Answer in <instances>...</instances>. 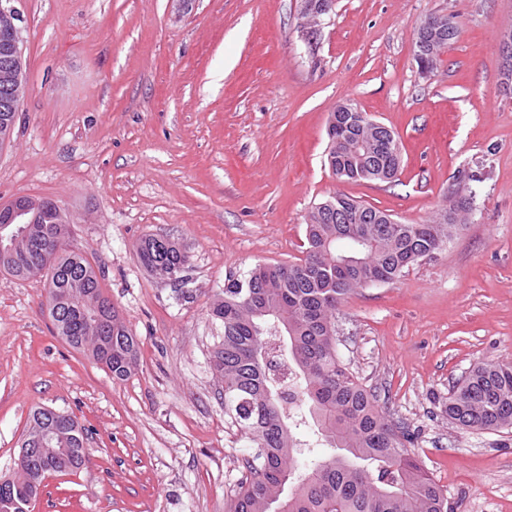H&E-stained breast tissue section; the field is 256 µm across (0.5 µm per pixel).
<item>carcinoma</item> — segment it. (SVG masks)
Returning a JSON list of instances; mask_svg holds the SVG:
<instances>
[{"instance_id": "obj_1", "label": "carcinoma", "mask_w": 512, "mask_h": 512, "mask_svg": "<svg viewBox=\"0 0 512 512\" xmlns=\"http://www.w3.org/2000/svg\"><path fill=\"white\" fill-rule=\"evenodd\" d=\"M452 31L434 40L428 61L438 66ZM17 111L0 87V129L14 125ZM327 162L338 180L357 182L358 169L375 165L369 181L391 180L394 157L377 137L369 160L354 150L339 125L327 133ZM58 204L39 200L30 237L15 253L0 255V272L17 279L47 277L49 299L59 309L57 334L76 350L88 351L120 380L136 363L135 337L116 310L112 325L97 335L82 300L102 293L98 276L81 251L44 242L57 228ZM382 210L337 193L315 206L306 224V256L295 264H257L224 280V296L210 308L224 334L212 357L224 383V410L236 419L258 452L247 462L250 478L224 501V512H448V499L410 449L414 434L389 420L377 395L360 383L336 351L333 314L345 297L368 283H393L410 266L440 250L460 225L389 224ZM144 268L158 263L182 273L190 256L170 238L148 236L137 249ZM288 335L285 346L268 350ZM448 419L466 429H512V362L473 368L449 391ZM45 409L32 415L33 434L18 457L16 480H0V504L38 495L42 471L58 475L78 469L85 455L84 429L68 430V451L47 462L36 432ZM317 424V441L329 452L306 464L297 460L301 436Z\"/></svg>"}]
</instances>
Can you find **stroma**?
I'll list each match as a JSON object with an SVG mask.
<instances>
[{"label": "stroma", "instance_id": "obj_1", "mask_svg": "<svg viewBox=\"0 0 512 512\" xmlns=\"http://www.w3.org/2000/svg\"><path fill=\"white\" fill-rule=\"evenodd\" d=\"M27 92L0 147V206L50 199L71 246L138 343L124 380L54 331L43 280L0 274V476L15 472L32 410L86 429L75 472L33 512H224L255 450L224 413L209 310L224 280L304 256L310 211L344 192L406 224L459 187L465 227L398 281L356 289L337 351L415 451L448 512H512V430L464 429L452 385L512 361V92L501 33L512 0H336L301 32L297 0H20ZM460 34L422 74L428 16ZM352 102L399 136L389 182H339L326 126ZM190 255L183 298L140 264L147 236Z\"/></svg>", "mask_w": 512, "mask_h": 512}]
</instances>
